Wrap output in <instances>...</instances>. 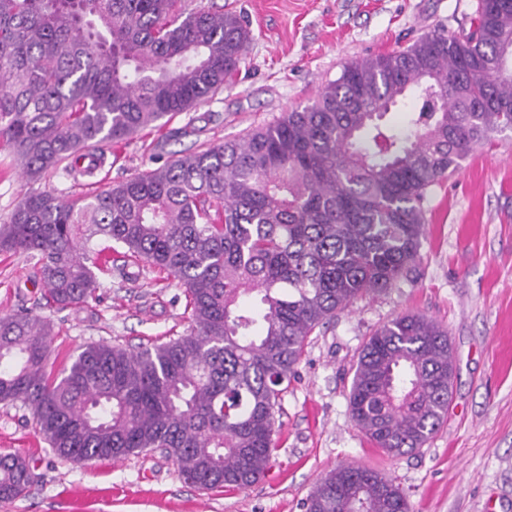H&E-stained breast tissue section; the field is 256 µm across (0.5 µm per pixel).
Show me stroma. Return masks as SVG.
Masks as SVG:
<instances>
[{
	"mask_svg": "<svg viewBox=\"0 0 512 512\" xmlns=\"http://www.w3.org/2000/svg\"><path fill=\"white\" fill-rule=\"evenodd\" d=\"M239 11L249 22L247 57L230 88L190 111L106 149L90 174L59 171L27 181L0 147V219L26 192L65 198L156 168L176 152L237 140L310 103L352 60L413 43L436 26L469 27L477 0H185ZM421 261L411 281L355 300L307 340L277 415L265 476L245 488L202 491L161 450L105 462L57 458L31 413L0 403V453L24 456L28 491L0 512H305L316 481L343 464L391 477L410 512H512V132L476 149L429 192ZM111 268L96 301L45 306L34 259L0 252V316L22 309L51 319L53 369L107 340L150 347L186 330L189 300L178 280L106 249ZM447 328L456 376L448 415L418 450L392 458L350 418L348 393L363 343L401 313Z\"/></svg>",
	"mask_w": 512,
	"mask_h": 512,
	"instance_id": "obj_1",
	"label": "stroma"
}]
</instances>
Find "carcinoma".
<instances>
[{"label": "carcinoma", "mask_w": 512, "mask_h": 512, "mask_svg": "<svg viewBox=\"0 0 512 512\" xmlns=\"http://www.w3.org/2000/svg\"><path fill=\"white\" fill-rule=\"evenodd\" d=\"M176 5L0 0V143L29 180L92 172L105 146L207 101L239 72L251 40L242 15ZM506 47L512 0H477L468 31L437 28L347 63L311 103L239 140L85 196L26 194L0 222V251L36 260L47 306L96 299L92 244L105 240L173 275L191 315L184 334L152 349L100 341L57 373L50 323L1 316L0 402L27 407L62 459L161 448L200 490L258 482L309 336L412 277L430 189L512 132ZM409 94L408 126L386 123ZM454 372L448 330L401 314L359 351L351 419L389 456L422 448L448 413ZM31 482L25 458L0 456V498ZM304 507L409 512L393 479L353 465L322 476Z\"/></svg>", "instance_id": "1"}]
</instances>
